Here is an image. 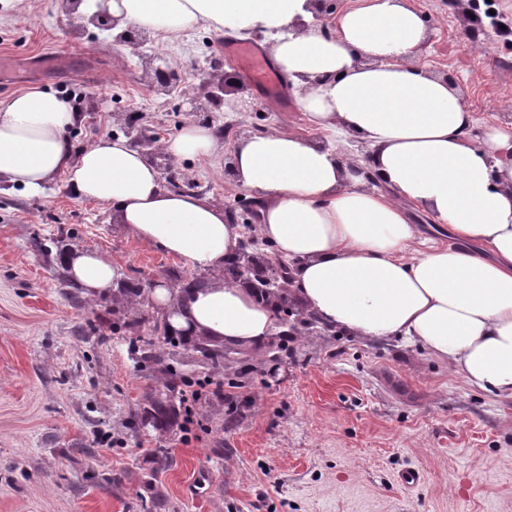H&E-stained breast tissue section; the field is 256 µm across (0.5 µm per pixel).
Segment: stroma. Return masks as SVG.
Segmentation results:
<instances>
[{"mask_svg":"<svg viewBox=\"0 0 512 512\" xmlns=\"http://www.w3.org/2000/svg\"><path fill=\"white\" fill-rule=\"evenodd\" d=\"M427 19L422 61L449 71L476 128L512 111V0H411ZM477 14L465 36L468 14ZM207 27L145 50L177 64L183 89L151 88L145 64L94 26L80 27L61 0H0V112L38 88L67 99L81 122L74 152L143 133L168 139L211 128L221 151L170 160L202 197L237 207L251 194L228 175L234 144L282 129L324 143L295 103L287 76L276 93L224 58ZM220 61L246 89L211 112L187 89ZM108 255L135 287L177 288L193 269L112 221L111 207L78 199L64 179L49 195L0 185V512H512V401L467 385L450 367L402 340L337 328L282 337L279 362L242 350L218 369L179 356L188 381H225L187 430L141 424L169 394L167 378L139 361L126 310L111 297L63 287L62 247ZM169 465L157 469L154 454ZM417 472L415 483L401 477Z\"/></svg>","mask_w":512,"mask_h":512,"instance_id":"obj_1","label":"stroma"}]
</instances>
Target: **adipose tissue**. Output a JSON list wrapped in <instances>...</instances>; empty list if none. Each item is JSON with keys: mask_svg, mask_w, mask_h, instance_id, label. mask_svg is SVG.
<instances>
[{"mask_svg": "<svg viewBox=\"0 0 512 512\" xmlns=\"http://www.w3.org/2000/svg\"><path fill=\"white\" fill-rule=\"evenodd\" d=\"M101 8L120 31L264 30L299 111L336 137L325 147L274 130L241 138L232 153L237 182L264 202L258 232L292 262L305 312L419 346L469 386L512 399V122L472 138V112L421 61L427 30L408 0H357L327 36L313 25L310 0H83L78 13ZM78 121L56 94L31 88L13 97L0 113V182L37 195L64 176L77 197L109 205L133 238L212 272L200 288L161 282L150 292L172 331L189 342L263 349L276 313L224 280L242 234L223 205L165 188L125 138L73 153ZM352 138L371 151L381 186H365L342 161ZM161 148L176 159L220 151L212 130L194 124ZM414 208L447 225L461 246L422 238ZM60 262L90 295L115 293L124 279L98 252L67 249Z\"/></svg>", "mask_w": 512, "mask_h": 512, "instance_id": "obj_1", "label": "adipose tissue"}]
</instances>
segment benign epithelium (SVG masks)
<instances>
[{"label": "benign epithelium", "instance_id": "benign-epithelium-1", "mask_svg": "<svg viewBox=\"0 0 512 512\" xmlns=\"http://www.w3.org/2000/svg\"><path fill=\"white\" fill-rule=\"evenodd\" d=\"M315 18L323 29H328V19L336 12L337 0H314ZM149 41V35L137 28H127L115 36V42L122 43L145 59L147 75L153 89L161 93H169L182 85L184 77L167 59L154 53L146 55L142 48ZM245 88L233 80V76L223 70V64L214 63L201 82L192 100V111H205L218 108L225 102L228 94H242ZM363 163L348 162L351 172L363 175L372 186L380 183V178L373 168L370 155L362 157ZM224 280L242 283L253 289L256 296L271 305L277 313L276 325L280 328L279 336H286L297 329L296 322L288 320V315L297 312L302 305L295 298L292 288L293 281L290 265L279 258H272L259 248L238 249L236 257L224 265Z\"/></svg>", "mask_w": 512, "mask_h": 512}]
</instances>
